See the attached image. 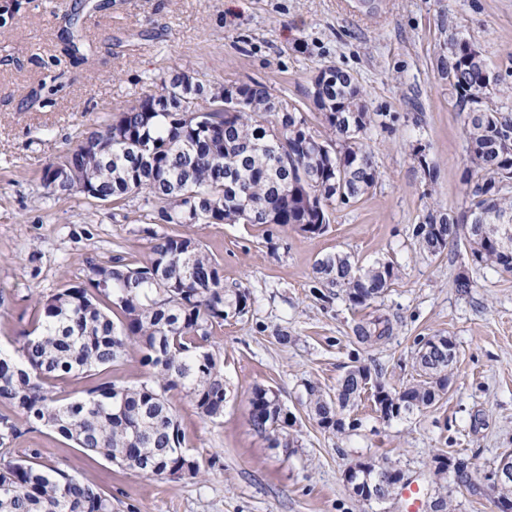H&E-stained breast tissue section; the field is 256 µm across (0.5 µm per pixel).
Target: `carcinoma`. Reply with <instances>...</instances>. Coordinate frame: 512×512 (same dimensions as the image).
<instances>
[{
  "label": "carcinoma",
  "mask_w": 512,
  "mask_h": 512,
  "mask_svg": "<svg viewBox=\"0 0 512 512\" xmlns=\"http://www.w3.org/2000/svg\"><path fill=\"white\" fill-rule=\"evenodd\" d=\"M104 9L106 3L74 7L65 40L80 57L82 35L77 28L85 8ZM454 66L445 70L458 103L483 109L464 120L465 171L469 210L483 221L465 223V215L429 216L413 228L419 253L437 256L445 249L465 247L471 261L512 272V237L502 244L491 222L512 214V113L494 104L504 91L502 77H488L489 67L468 41L453 44ZM314 80L316 119L335 137L336 151L321 149L316 134L298 109L282 123L285 141L276 143L265 126L280 121L277 99L261 83L246 85L247 105L240 112L213 111L226 87L205 86L176 72L154 93L104 125L80 134L75 146L47 164L41 180L47 195L60 198L78 193L49 175L68 155H79L85 141L98 140L105 150L89 159L85 178L97 201L119 204L139 198L152 206L155 224H182V200H194L202 224H279L319 234L330 223L333 206L358 201L379 179V170L358 134L374 122L359 98L351 76L328 65ZM204 112L198 123L185 118L183 108ZM105 286L85 279L38 302L28 327L20 330L14 353H0V403L15 414L0 413V453H11L22 435L19 420L41 424L86 452L101 455L145 476L194 477L198 461L188 452L186 437L174 412L170 393L188 398L209 419L224 413V370L209 349L213 328L229 315L246 312L249 294L224 288L218 263L189 237L153 235L150 258L139 264L124 255L107 262ZM314 273L322 288L341 290L350 305L368 306L399 277L391 260L363 269L348 258L330 254L317 261ZM388 319L360 323L361 343H378L392 335ZM135 343L145 380L118 385L102 373L120 365L127 347ZM419 380L397 391V403L375 401L388 419L413 409L427 408L448 389V359L417 351ZM350 369L334 395L308 388L309 408L317 424L341 433V414L361 398L360 374ZM99 375L77 397H59L55 381ZM121 403L124 418L115 419L112 405ZM249 422L272 448H290L288 429L295 416L278 395L257 387L251 399ZM455 483L480 494L471 464L459 459ZM0 512H112V496L88 481L48 468L34 460L0 461Z\"/></svg>",
  "instance_id": "cac0c4a2"
}]
</instances>
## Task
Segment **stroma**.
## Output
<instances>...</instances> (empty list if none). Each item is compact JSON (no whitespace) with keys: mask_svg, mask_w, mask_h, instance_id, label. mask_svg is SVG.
Returning <instances> with one entry per match:
<instances>
[{"mask_svg":"<svg viewBox=\"0 0 512 512\" xmlns=\"http://www.w3.org/2000/svg\"><path fill=\"white\" fill-rule=\"evenodd\" d=\"M77 0H27L0 29V351L12 352L37 300L82 281L83 260L116 249L146 260L153 233L199 240L225 287L249 292L244 315L210 339L224 367L220 419L180 394L172 403L195 477H146L87 455L46 428L28 430L14 457H36L90 479L114 512H406L400 495L366 502L345 470L382 459L422 490L419 512L444 492L448 512H497L489 496L442 483L435 454L469 459L486 476L512 450V273L475 267L465 249L416 253L412 230L427 215L469 205L464 113L442 73L465 39L512 85V0H113L84 10L78 27L91 51L78 60L63 41ZM349 73L374 114L360 141L381 173L325 231L275 224H150L147 207L48 197L45 165L87 128L110 120L173 72L227 86L257 81L314 118L310 91L324 66ZM339 253L360 265L393 260L398 280L370 305L317 287L313 268ZM473 283L455 286L459 276ZM384 317L392 336L359 343L356 325ZM288 335L280 344L279 335ZM429 336L452 340L456 361L433 406L388 421L370 396L347 412L353 428H320L308 386L334 393L356 365L388 388L416 382L414 352ZM276 391L297 423L294 446L270 447L249 423L256 387Z\"/></svg>","mask_w":512,"mask_h":512,"instance_id":"35a3bbf8","label":"stroma"}]
</instances>
